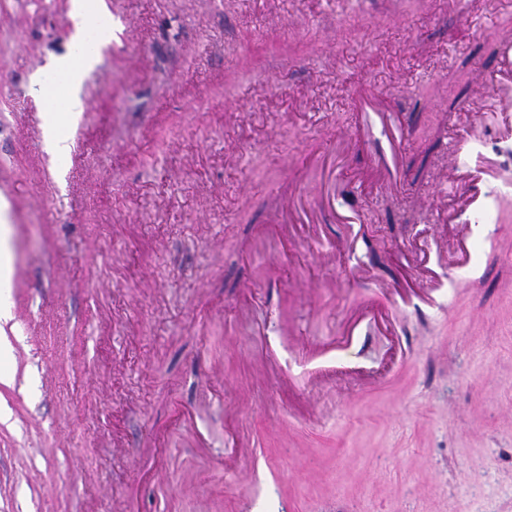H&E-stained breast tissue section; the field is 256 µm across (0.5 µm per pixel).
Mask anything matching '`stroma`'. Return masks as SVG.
Instances as JSON below:
<instances>
[{
    "label": "stroma",
    "instance_id": "1",
    "mask_svg": "<svg viewBox=\"0 0 512 512\" xmlns=\"http://www.w3.org/2000/svg\"><path fill=\"white\" fill-rule=\"evenodd\" d=\"M105 2L57 162L0 0V512H512V0Z\"/></svg>",
    "mask_w": 512,
    "mask_h": 512
}]
</instances>
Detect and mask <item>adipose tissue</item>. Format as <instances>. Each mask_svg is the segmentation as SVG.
Returning <instances> with one entry per match:
<instances>
[{
	"instance_id": "obj_1",
	"label": "adipose tissue",
	"mask_w": 512,
	"mask_h": 512,
	"mask_svg": "<svg viewBox=\"0 0 512 512\" xmlns=\"http://www.w3.org/2000/svg\"><path fill=\"white\" fill-rule=\"evenodd\" d=\"M96 62L93 54L71 52L55 58L48 70L37 80L40 94H54L59 104L47 108L44 139L47 149L57 157H65L71 149V141L64 132L66 119L83 111L84 101L80 93L84 75Z\"/></svg>"
}]
</instances>
